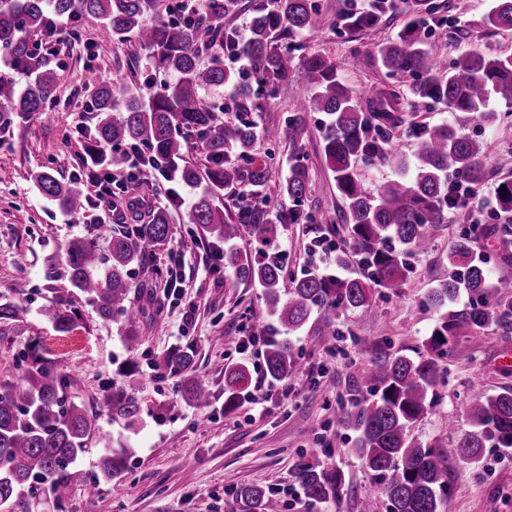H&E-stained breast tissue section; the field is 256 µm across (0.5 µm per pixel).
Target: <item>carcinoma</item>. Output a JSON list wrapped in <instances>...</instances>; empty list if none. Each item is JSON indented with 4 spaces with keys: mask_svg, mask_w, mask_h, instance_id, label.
<instances>
[{
    "mask_svg": "<svg viewBox=\"0 0 512 512\" xmlns=\"http://www.w3.org/2000/svg\"><path fill=\"white\" fill-rule=\"evenodd\" d=\"M248 2L252 18L241 32L224 24V18L239 12ZM161 0H0V53L11 69L35 75L23 87L0 74V115L10 123L13 115L37 112L50 117L57 72L52 60L39 52L33 38L44 34L49 20L67 17L99 23L103 38L116 45L134 40L148 51L150 69L161 80L151 79L153 93L143 101L138 84L118 88L108 82L93 83L92 100L96 122L88 139V152L102 166L123 168L127 155H139L150 175L170 177L195 190L187 209L188 221L208 241L224 244V271L233 283L257 285L268 316L287 331L301 328L314 313L323 316L320 335L336 340V323L330 313L370 303L374 288H396L408 273L402 261L405 252L426 250L444 211L450 206L449 175H458L472 186L484 180L481 147L461 128L442 123L426 130L425 137L396 179L381 182L374 192L365 189L355 173L359 159H371L387 151L385 129L398 121L403 96L390 86L357 92L347 86L336 65L320 53H297L281 45L284 39L315 27L321 20L317 0H203L200 12L178 20L164 18ZM396 7L393 0H373L366 10H348L340 16L341 29L355 34L377 27ZM412 19L395 39L377 48L382 67L390 77L410 76L411 106L442 104L453 112L491 121V98L512 102V54L491 55L475 49L462 51L452 65L440 58L432 33L421 30L422 15L434 13L431 0H412ZM488 26L512 30V0H494L485 18ZM248 63V77L271 87L274 95L294 99L299 73L308 93L297 114L277 127H259L253 114L259 104L251 96L246 78L225 65L228 58ZM232 91L237 119L226 122L208 105V89ZM322 112V151L334 174L342 201L341 223L349 226L336 267L358 257L368 276H334L308 273L292 280L281 294L284 267L274 245L273 221L281 224H315V213L304 208L310 175L303 151L307 128L303 113ZM202 143L209 166L201 169L184 159L188 140ZM287 143L288 174L281 184L288 210L270 219L266 202L258 199L259 188L269 180L268 162L255 155L257 140ZM499 170L511 175L497 190L498 204L512 212V152L497 161ZM39 193L61 209L79 214L87 198L75 182L49 172L34 176ZM241 190L237 211L224 214L219 191ZM110 249L99 254L95 245L75 238L66 246L65 262L70 283L85 296L104 319L121 323L122 340L134 351L142 345L137 323L151 295L141 297L134 308L131 275L147 264L172 238L168 209L148 212L147 222L129 231L107 229ZM248 233L259 252L240 254L234 243ZM497 249L512 255V224L497 228ZM454 273L432 289L427 304L439 312L425 343L426 353L412 359L405 355L384 358L364 373L369 398L345 414L343 426L355 434L354 450L363 458L379 484L388 512H445L450 460L477 464L490 442L512 447V388L480 398L468 407L470 428L461 435L453 457L448 450L423 444L409 437L443 378L438 358L451 338L478 339L490 324L507 322L512 311V279H493L486 264L475 259L471 234L464 232L448 256ZM482 301L468 309L449 305L461 293ZM498 302H484L490 294ZM55 330L72 332L78 312L71 299L61 296L45 309ZM297 357L291 345L276 342L265 354V372L274 381L288 378ZM15 381L0 385V508L5 512H33L39 497L63 507L75 486L84 483L75 464L87 450L89 440L101 435L100 416L121 418L135 425L143 408L138 398L139 365L129 361L120 370L122 379L104 390L93 410L64 396L63 368L39 356L29 347L15 355ZM176 379L178 392L190 405L203 409L210 392L196 375L190 349L176 347L156 364ZM250 370L244 363L224 369V409L235 410L249 388ZM126 452L104 448L99 454L96 482L119 480L127 471ZM293 477L311 503H328L338 496L342 478L300 460ZM246 512H283V504L270 490L244 485L235 490Z\"/></svg>",
    "mask_w": 512,
    "mask_h": 512,
    "instance_id": "cac0c4a2",
    "label": "carcinoma"
}]
</instances>
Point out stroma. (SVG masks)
Returning a JSON list of instances; mask_svg holds the SVG:
<instances>
[{
    "label": "stroma",
    "instance_id": "stroma-1",
    "mask_svg": "<svg viewBox=\"0 0 512 512\" xmlns=\"http://www.w3.org/2000/svg\"><path fill=\"white\" fill-rule=\"evenodd\" d=\"M322 22L296 36L304 52L322 53L336 65L344 82L356 89L387 84L388 78L376 53L380 43L396 36L406 21L405 0L380 26L359 34L344 33L339 17L347 0H318ZM436 10L430 24L447 19L440 52L453 62L466 49L491 54L512 53V32L489 28L485 18L494 0H433ZM79 40L62 31L41 52L58 66L51 109L53 121L39 114H22L0 129V300L19 308L18 314L0 320V383L15 379L13 357L28 346L60 362L66 374L65 394L90 406L117 380L120 365L137 357L144 413L134 428L127 429L101 417L113 448L132 452L124 478L94 482L99 441L77 461L86 481L76 487L64 512H239L234 489L258 485L288 491L298 460L333 469L343 477L335 501L308 507L288 497L287 512H360L366 497L376 500V512H387L378 484L354 452V435L340 424L343 412L365 394L363 375L377 359L387 355L416 356L437 320L426 303L428 291L447 278L448 251L464 231H471L473 249L481 254L494 277H512V257L496 251L495 230L512 222L501 211L495 189L503 180L495 161L512 151V105L493 102V124L473 119L465 134L479 141L485 162V180L474 188L467 206L444 212L430 249L407 255L409 274L399 288L374 295L369 307L335 312L338 336L326 346L319 334L320 321L287 334L264 314L262 292L247 284H231L224 275L223 244H213L186 223V203L193 198L185 190L182 205H169L167 190L120 182L126 196L143 198L155 207H169L173 240L147 265L132 274L133 296L153 295L155 302L138 320L144 342L138 354H130L119 323L101 319L83 296L74 294L64 264L48 272L46 260L62 256L75 238H85L106 252L108 242L99 230L123 224L105 208L90 206L85 213L69 214L43 198L33 177L48 171L68 179L82 168L88 154L86 141L77 133L79 122L93 124V115H79V102L90 99V80L127 83L140 80L143 95L151 89L144 78L147 52L135 43L116 46L101 37L90 22L78 23ZM311 190L306 209L321 222L281 224L276 244L282 254L286 279L312 269L326 270L323 246L343 247L346 228L339 224L336 182L322 152L320 127L324 113L304 116ZM455 115L441 105L418 112L404 111L386 132L388 154L359 166L367 189L396 178L398 161L417 150L426 127L454 122ZM71 294L80 320L68 334L55 331L42 310L57 296ZM288 338L298 356L286 379L287 396L268 402L243 400L234 411L224 409V368L261 358L262 345L249 344V334ZM191 348L197 374L209 387V422L199 425V411L188 406L175 381L161 375L155 363L170 349ZM512 352V326H490L478 341L459 336L451 340L440 360L444 380L436 387L433 406L411 428L425 444L453 448L460 431L468 429V405L503 387H512V368L498 360ZM447 512H512V448L488 446L480 463L457 465L448 477Z\"/></svg>",
    "mask_w": 512,
    "mask_h": 512
}]
</instances>
